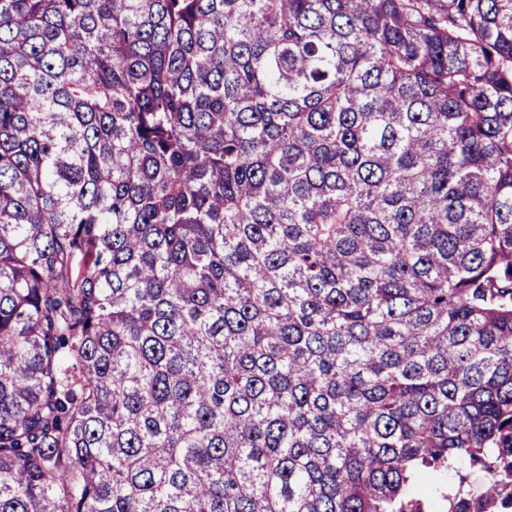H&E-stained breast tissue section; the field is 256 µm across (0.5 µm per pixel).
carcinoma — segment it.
Listing matches in <instances>:
<instances>
[{
	"instance_id": "cac0c4a2",
	"label": "carcinoma",
	"mask_w": 512,
	"mask_h": 512,
	"mask_svg": "<svg viewBox=\"0 0 512 512\" xmlns=\"http://www.w3.org/2000/svg\"><path fill=\"white\" fill-rule=\"evenodd\" d=\"M512 512V0H0V512ZM464 477L461 489L464 494H470L474 497L481 495L488 484L486 473L476 466H471L466 461H457L454 467L448 470L447 475L440 476L436 480V486L440 487L438 492H433L426 496L424 500V509L430 512H444L448 510V501H444L441 492L452 490L454 495L458 492L460 486V477Z\"/></svg>"
}]
</instances>
